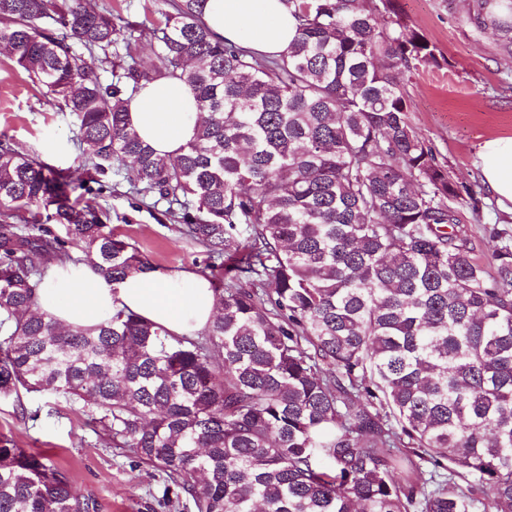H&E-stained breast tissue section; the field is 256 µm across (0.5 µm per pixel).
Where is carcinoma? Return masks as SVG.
Instances as JSON below:
<instances>
[{
  "mask_svg": "<svg viewBox=\"0 0 512 512\" xmlns=\"http://www.w3.org/2000/svg\"><path fill=\"white\" fill-rule=\"evenodd\" d=\"M207 2L169 0L147 68L112 61L108 11L0 0V47L74 117L88 181L128 170L180 212L217 309L192 338L121 308L67 329L35 311L52 264L114 284L153 266L71 199L66 171L0 140V398L63 395L194 512H512V238L493 228L491 262L474 257L450 203L476 214V192L397 82L436 46L396 0H283L297 34L262 55L213 39ZM464 22L512 56V0H472ZM165 77L207 113L171 157L127 120ZM89 509L64 471L0 441V512Z\"/></svg>",
  "mask_w": 512,
  "mask_h": 512,
  "instance_id": "carcinoma-1",
  "label": "carcinoma"
}]
</instances>
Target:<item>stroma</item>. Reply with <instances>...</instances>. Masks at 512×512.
I'll use <instances>...</instances> for the list:
<instances>
[{
    "mask_svg": "<svg viewBox=\"0 0 512 512\" xmlns=\"http://www.w3.org/2000/svg\"><path fill=\"white\" fill-rule=\"evenodd\" d=\"M107 6L117 37L114 52L132 51L146 66L157 61L149 33L132 34L129 20H160L167 0H89ZM399 15L439 49L438 65L421 66L399 76L410 99L409 118L436 151L455 181L474 186L479 212L461 207V228L475 255L489 259L491 229L512 233V216L488 193L476 165L483 143L512 136V58L504 57L493 33H477L462 17L468 0H397ZM20 151L69 171L74 196L91 193L104 223L129 237L157 269L201 272L206 249L185 237L182 223L167 215V205L137 195L127 178L106 175L87 189L73 117L44 89L34 85L6 53L0 52V134ZM0 439L47 456L65 470L74 491L90 512H189L164 504L157 471L139 464L126 448H116L98 423L63 399L45 392L0 398Z\"/></svg>",
    "mask_w": 512,
    "mask_h": 512,
    "instance_id": "1",
    "label": "stroma"
}]
</instances>
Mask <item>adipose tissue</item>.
<instances>
[{
  "instance_id": "ef3b65f1",
  "label": "adipose tissue",
  "mask_w": 512,
  "mask_h": 512,
  "mask_svg": "<svg viewBox=\"0 0 512 512\" xmlns=\"http://www.w3.org/2000/svg\"><path fill=\"white\" fill-rule=\"evenodd\" d=\"M205 21L216 38L260 54L284 52L297 30L282 0H208ZM203 117L191 85L176 78L141 86L128 106L131 127L160 156L179 154ZM478 157L488 191L512 214V136L486 140ZM37 302L64 327H94L118 306L172 336L195 335L216 314L212 288L192 271L155 269L115 285L86 263L76 270L49 268Z\"/></svg>"
}]
</instances>
